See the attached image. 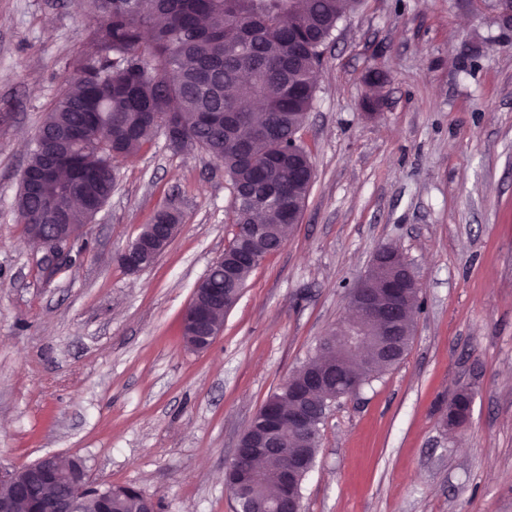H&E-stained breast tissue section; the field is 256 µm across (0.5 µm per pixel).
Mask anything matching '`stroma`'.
Returning <instances> with one entry per match:
<instances>
[{
	"label": "stroma",
	"mask_w": 512,
	"mask_h": 512,
	"mask_svg": "<svg viewBox=\"0 0 512 512\" xmlns=\"http://www.w3.org/2000/svg\"><path fill=\"white\" fill-rule=\"evenodd\" d=\"M95 29L83 0H0V465L74 457L159 512H235L224 466L240 435L392 245L421 286L414 337L332 405L304 512H512V32L485 0H362L339 22L298 132L315 171L301 221L201 352L181 315L236 231L207 154L159 134L119 161L86 251L54 276L14 208ZM164 208L178 233L126 271L121 252ZM463 386L472 413L451 429Z\"/></svg>",
	"instance_id": "stroma-1"
}]
</instances>
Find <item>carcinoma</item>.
I'll use <instances>...</instances> for the list:
<instances>
[{
	"mask_svg": "<svg viewBox=\"0 0 512 512\" xmlns=\"http://www.w3.org/2000/svg\"><path fill=\"white\" fill-rule=\"evenodd\" d=\"M147 0L136 14L127 0H92L97 12L98 54L82 62L73 85L64 90L38 129L35 140H56L66 130L80 136L75 146L80 175L62 177L47 187L55 195L61 184L87 181L105 203L115 185L114 162L139 152L162 126L144 117L141 103L173 126L171 147L199 149L224 168L233 188L244 190L263 181L279 182L285 196L303 203L309 194L307 151L297 133L311 109L315 86L311 75L321 49L332 39L339 21L357 8L360 0ZM257 70L263 78L240 81V73ZM211 112H239L245 125H268L271 139L247 143L249 161L240 162L228 140L237 134L220 122L202 124ZM236 234L229 249L239 248L252 220L248 201L234 199ZM38 204L19 189L16 210L24 225L53 224L37 212ZM270 242L286 240L292 221L278 207L263 209ZM171 225L178 216L158 212L138 234L153 236L155 225ZM272 254L264 250L238 265L228 279L224 265L215 262L206 276L209 288L228 291L244 288L251 273ZM288 465V453L264 459L250 480L249 493L272 502L279 489L276 475ZM85 512H140L139 494L97 498L86 487Z\"/></svg>",
	"mask_w": 512,
	"mask_h": 512,
	"instance_id": "carcinoma-1",
	"label": "carcinoma"
}]
</instances>
